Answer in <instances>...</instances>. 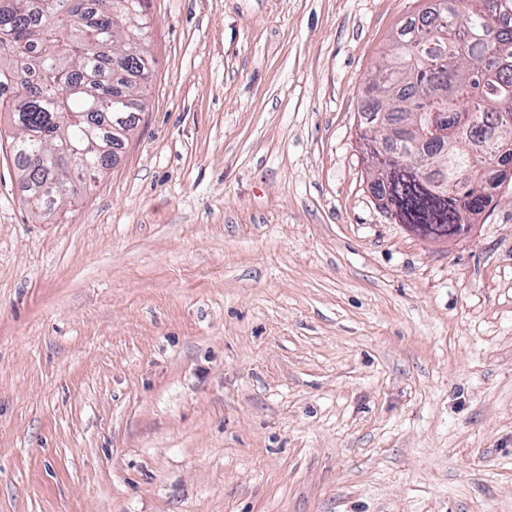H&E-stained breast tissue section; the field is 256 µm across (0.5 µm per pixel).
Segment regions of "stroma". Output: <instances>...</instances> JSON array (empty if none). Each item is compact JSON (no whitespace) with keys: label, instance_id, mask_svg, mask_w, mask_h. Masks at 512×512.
Masks as SVG:
<instances>
[{"label":"stroma","instance_id":"stroma-1","mask_svg":"<svg viewBox=\"0 0 512 512\" xmlns=\"http://www.w3.org/2000/svg\"><path fill=\"white\" fill-rule=\"evenodd\" d=\"M433 0H149L146 106L38 216L0 142V512H512V180L424 239L360 114Z\"/></svg>","mask_w":512,"mask_h":512}]
</instances>
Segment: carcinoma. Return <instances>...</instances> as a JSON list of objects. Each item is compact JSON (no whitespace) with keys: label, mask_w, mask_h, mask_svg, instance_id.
I'll use <instances>...</instances> for the list:
<instances>
[{"label":"carcinoma","mask_w":512,"mask_h":512,"mask_svg":"<svg viewBox=\"0 0 512 512\" xmlns=\"http://www.w3.org/2000/svg\"><path fill=\"white\" fill-rule=\"evenodd\" d=\"M449 22L397 31L378 66L364 112L390 113L405 157L392 154L371 189L399 223L432 239L461 235L506 179L491 144L499 119L512 115V0H442ZM146 0H0V106L10 108V150L27 188L26 203L46 213L96 179L112 162L141 111L154 59L148 53ZM436 43L437 58L415 59ZM471 112L475 132L430 147L434 171L411 164L418 141L409 117Z\"/></svg>","instance_id":"cac0c4a2"}]
</instances>
